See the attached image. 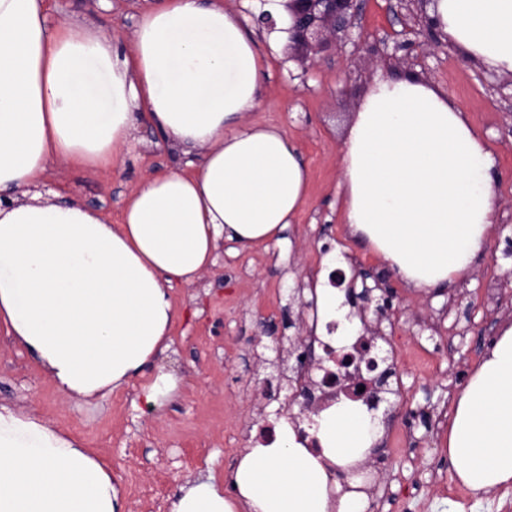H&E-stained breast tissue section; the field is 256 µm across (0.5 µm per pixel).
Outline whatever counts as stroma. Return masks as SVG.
Listing matches in <instances>:
<instances>
[{"label":"stroma","instance_id":"obj_1","mask_svg":"<svg viewBox=\"0 0 512 512\" xmlns=\"http://www.w3.org/2000/svg\"><path fill=\"white\" fill-rule=\"evenodd\" d=\"M158 0H48L52 25L88 19L126 43L137 17ZM397 0H362L348 33L328 51L302 60L301 50L264 43L272 77L251 121L285 130L310 172L308 201L278 244L235 253L222 246L216 264L191 286L173 288L170 349L132 386L85 401L62 395L0 327V403L39 415L50 427L84 439L105 459L123 495L125 512H169L187 482L215 473L228 479L242 448L262 426L299 413L279 376L307 335L312 312L300 304L307 281L330 254L349 259L373 289L368 325L405 347L389 354V390L376 417L379 438L362 461L375 474L365 512H512V487L472 493L456 478L444 446L452 399L496 337L512 320V78L476 67L446 40L425 47L396 13ZM418 71L467 113L495 158L500 216L490 245L472 271L451 287L417 293L348 237L340 218L338 184L347 127L378 72ZM143 143L113 167L61 162L43 177L50 193L73 198L119 223L124 202L150 175L177 169L180 158L150 127ZM434 362L423 376L411 353ZM176 373V394L156 406L138 397L159 368ZM411 445L389 446L396 432Z\"/></svg>","mask_w":512,"mask_h":512}]
</instances>
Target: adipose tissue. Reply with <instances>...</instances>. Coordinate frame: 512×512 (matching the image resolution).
Wrapping results in <instances>:
<instances>
[{
    "mask_svg": "<svg viewBox=\"0 0 512 512\" xmlns=\"http://www.w3.org/2000/svg\"><path fill=\"white\" fill-rule=\"evenodd\" d=\"M47 0H0V326L58 390L90 400L169 348L171 290L215 264L280 242L309 172L278 126L250 122L270 65L255 26L224 0H160L130 46L94 26L48 20ZM432 31L469 61L512 74V0H432ZM182 150L184 168L145 179L121 223L31 191L51 163L107 168L141 126ZM495 158L447 95L416 74H382L343 142L341 218L407 287L464 279L498 216ZM312 451L292 424L245 449L234 497L207 475L170 512H363L357 465L374 413L340 401L315 415ZM448 458L475 493L512 484V323L454 401ZM347 475L342 492L334 471ZM0 512H124L110 466L77 438L0 404Z\"/></svg>",
    "mask_w": 512,
    "mask_h": 512,
    "instance_id": "obj_1",
    "label": "adipose tissue"
}]
</instances>
